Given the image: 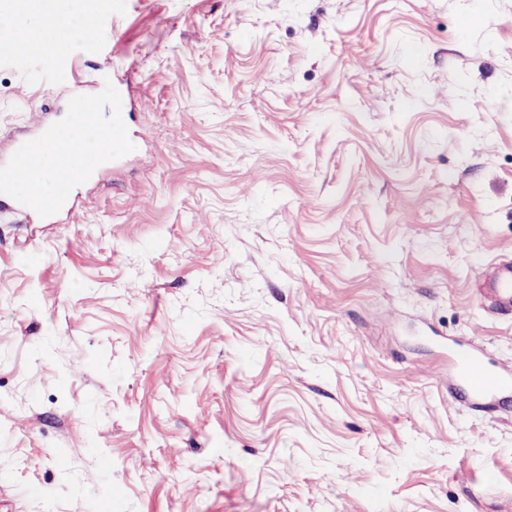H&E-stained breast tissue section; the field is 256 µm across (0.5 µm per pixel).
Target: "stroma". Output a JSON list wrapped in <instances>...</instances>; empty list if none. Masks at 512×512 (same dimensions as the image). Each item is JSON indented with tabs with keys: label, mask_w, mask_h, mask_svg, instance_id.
<instances>
[{
	"label": "stroma",
	"mask_w": 512,
	"mask_h": 512,
	"mask_svg": "<svg viewBox=\"0 0 512 512\" xmlns=\"http://www.w3.org/2000/svg\"><path fill=\"white\" fill-rule=\"evenodd\" d=\"M0 47V153L128 86L66 222L0 198V512H512V0H101ZM483 295L493 311L512 307V263L496 267L489 275L483 288ZM458 384L451 391L472 408L504 404L512 393V367H495L473 349L452 354Z\"/></svg>",
	"instance_id": "stroma-1"
}]
</instances>
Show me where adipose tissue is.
<instances>
[{
  "label": "adipose tissue",
  "mask_w": 512,
  "mask_h": 512,
  "mask_svg": "<svg viewBox=\"0 0 512 512\" xmlns=\"http://www.w3.org/2000/svg\"><path fill=\"white\" fill-rule=\"evenodd\" d=\"M95 20V0H13L0 14V45L13 46L23 32L34 45L52 49L68 38L88 37L96 30ZM111 135V120L84 107L56 131L59 140L96 152L110 145Z\"/></svg>",
  "instance_id": "adipose-tissue-1"
}]
</instances>
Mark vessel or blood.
I'll use <instances>...</instances> for the list:
<instances>
[{"label":"vessel or blood","instance_id":"b4317fda","mask_svg":"<svg viewBox=\"0 0 512 512\" xmlns=\"http://www.w3.org/2000/svg\"><path fill=\"white\" fill-rule=\"evenodd\" d=\"M54 128L46 115H39L31 134L22 138L6 156L0 157V195L15 197L18 211L26 222L57 223L71 215L74 208L75 180L78 174L94 175L102 166L99 154H70L58 146L52 136ZM128 144L125 103L120 87L112 89V153L122 154ZM53 152L59 190L54 197L34 194L16 195L17 186L27 177V162L43 153ZM483 295L492 310L512 307V263L496 267L485 282ZM457 383L453 393L468 406L482 408L503 404L512 398V367L489 365L473 349H457L452 354Z\"/></svg>","mask_w":512,"mask_h":512}]
</instances>
